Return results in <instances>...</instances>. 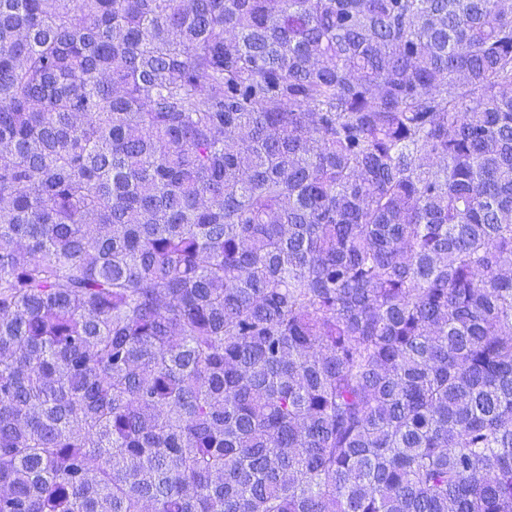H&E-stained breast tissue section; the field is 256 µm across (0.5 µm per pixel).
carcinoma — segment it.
Masks as SVG:
<instances>
[{
    "instance_id": "1",
    "label": "carcinoma",
    "mask_w": 512,
    "mask_h": 512,
    "mask_svg": "<svg viewBox=\"0 0 512 512\" xmlns=\"http://www.w3.org/2000/svg\"><path fill=\"white\" fill-rule=\"evenodd\" d=\"M0 512H512V0H0Z\"/></svg>"
}]
</instances>
